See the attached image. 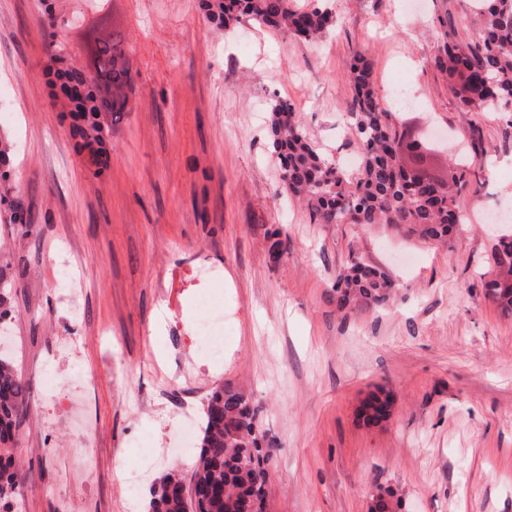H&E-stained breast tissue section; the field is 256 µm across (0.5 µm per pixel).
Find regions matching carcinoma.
I'll return each instance as SVG.
<instances>
[{
	"label": "carcinoma",
	"instance_id": "obj_1",
	"mask_svg": "<svg viewBox=\"0 0 512 512\" xmlns=\"http://www.w3.org/2000/svg\"><path fill=\"white\" fill-rule=\"evenodd\" d=\"M198 8L217 29L252 22L284 38L316 40L338 19L322 0L304 6L298 0H198ZM471 28L462 37L444 32L436 67L448 80V91L471 112H495L512 105V0H471ZM86 48L92 70L68 66L57 72L59 90L69 108L80 146L96 159L108 160L102 137L104 124L128 111L133 84L125 35L109 27L89 33ZM352 129L360 151L350 172L320 154L299 114L288 100L274 96L269 137L280 160L282 188L301 202L319 224H410L430 241H445L461 223L456 198L478 176L475 163L449 168L446 181L414 178L401 160L403 139L375 89L372 64L361 53L350 66ZM8 201L9 223L32 227L28 210L18 198ZM496 271L485 281L484 295L503 311L512 312V240L496 247ZM0 263V329L7 324L12 281ZM336 306L345 310L363 302L379 306L393 285L381 270L360 261L336 277ZM27 386L12 355L0 350V512H18V463L15 443L27 414ZM391 394L371 397L362 409L366 421L387 417ZM259 410L246 394L230 387L214 390L204 409L200 452L191 477L197 512H238L249 497L264 500L271 459L261 436L254 433ZM185 485L171 473L153 488L149 512H186Z\"/></svg>",
	"mask_w": 512,
	"mask_h": 512
}]
</instances>
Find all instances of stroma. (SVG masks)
Masks as SVG:
<instances>
[{
	"label": "stroma",
	"mask_w": 512,
	"mask_h": 512,
	"mask_svg": "<svg viewBox=\"0 0 512 512\" xmlns=\"http://www.w3.org/2000/svg\"><path fill=\"white\" fill-rule=\"evenodd\" d=\"M337 27L315 41L250 25L214 29L197 0H0V139L9 183L37 229L0 223L15 288L9 348L30 386L17 436L22 512H147L152 485L190 478L196 453L172 458L185 415L202 420L220 386L247 394L274 446L273 512H512V315L486 298L499 233L512 212V120L468 111L433 58L440 16L457 33L468 0H328ZM127 38L130 110L111 125L98 167L76 147L51 95L49 43L86 70L85 35L102 17ZM363 53L381 101L405 105L400 133L439 132L440 172L468 148L482 168L461 193L448 242L404 224H318L281 192L266 135L271 96L288 99L317 149L357 158L348 63ZM67 256L82 286L73 317L58 286ZM384 270L385 305L341 311L333 287L353 260ZM224 306V360L200 350L203 300ZM88 423H69L76 379ZM54 388H47V380ZM390 391L392 415L358 416ZM91 461L79 484L81 445ZM152 468L137 488L132 471Z\"/></svg>",
	"instance_id": "35a3bbf8"
}]
</instances>
